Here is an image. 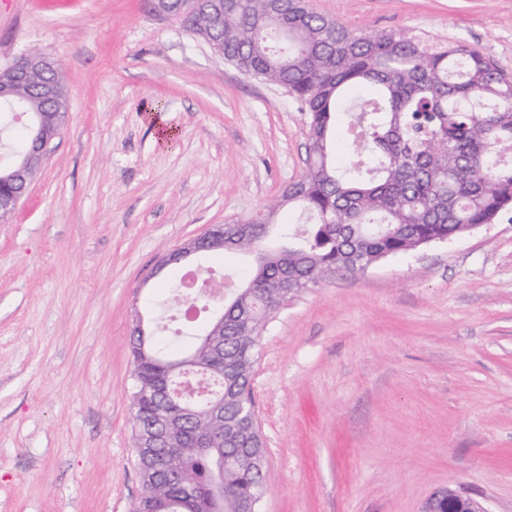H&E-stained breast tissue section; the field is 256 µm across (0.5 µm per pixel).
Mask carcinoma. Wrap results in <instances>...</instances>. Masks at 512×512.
<instances>
[{"mask_svg":"<svg viewBox=\"0 0 512 512\" xmlns=\"http://www.w3.org/2000/svg\"><path fill=\"white\" fill-rule=\"evenodd\" d=\"M185 28L243 73L284 89L308 114L307 169L242 230L224 225V252L249 253L288 206L308 225L287 224L295 246L261 254L243 289L245 304L224 308V367L202 342L173 357L154 336L133 337L134 430L142 492L134 512H242L260 502L264 440L255 421L252 370L276 306L330 271L362 272L429 240L464 235L512 209V77L471 45L410 29L352 30L309 9L306 0H224V22L199 15ZM23 89L29 123L0 161L11 168L35 136L41 103ZM348 117L353 160L336 167L339 113ZM224 399L210 423L212 447L194 446L195 412ZM162 408L177 424L171 463L183 486L154 473L139 434ZM251 458L243 467L239 460Z\"/></svg>","mask_w":512,"mask_h":512,"instance_id":"carcinoma-1","label":"carcinoma"}]
</instances>
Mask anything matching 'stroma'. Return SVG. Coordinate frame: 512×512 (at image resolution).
<instances>
[{"label": "stroma", "mask_w": 512, "mask_h": 512, "mask_svg": "<svg viewBox=\"0 0 512 512\" xmlns=\"http://www.w3.org/2000/svg\"><path fill=\"white\" fill-rule=\"evenodd\" d=\"M308 6L465 41L512 75V0ZM31 48L59 63L69 109L0 223V512H132L131 331L140 313L168 338L155 290L184 274L157 265L297 181L308 116L149 0H0V68ZM252 392L259 512H420L444 488L512 512V209L288 299Z\"/></svg>", "instance_id": "stroma-1"}]
</instances>
